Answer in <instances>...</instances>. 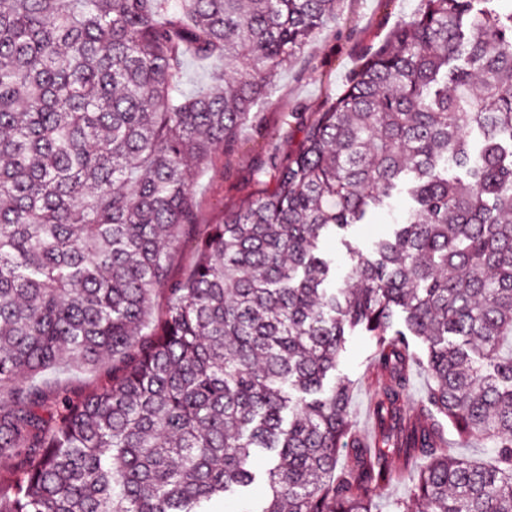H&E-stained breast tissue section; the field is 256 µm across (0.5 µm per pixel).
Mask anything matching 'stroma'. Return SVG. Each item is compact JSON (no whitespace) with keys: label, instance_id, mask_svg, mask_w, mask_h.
<instances>
[{"label":"stroma","instance_id":"1","mask_svg":"<svg viewBox=\"0 0 512 512\" xmlns=\"http://www.w3.org/2000/svg\"><path fill=\"white\" fill-rule=\"evenodd\" d=\"M416 6L417 0H343L337 21L324 26L288 67L270 73L271 92L259 107V125L244 126L233 149L220 156L194 187L198 232L244 201L261 196L268 187L265 170L298 147L299 117L322 111L340 94L365 56ZM375 351L371 336H348L336 371L353 385L350 417L366 440L372 435L370 406L382 391L381 377L372 372Z\"/></svg>","mask_w":512,"mask_h":512}]
</instances>
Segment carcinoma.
<instances>
[{"label": "carcinoma", "instance_id": "1", "mask_svg": "<svg viewBox=\"0 0 512 512\" xmlns=\"http://www.w3.org/2000/svg\"><path fill=\"white\" fill-rule=\"evenodd\" d=\"M420 0L271 165L261 198L198 238L184 279L165 245L193 192L256 122L340 0H0V512H512V9ZM224 61L195 94L187 55ZM413 205L335 288L322 236ZM164 295L159 317L153 296ZM376 339L391 384L372 446L346 337ZM422 344L414 357L411 344ZM112 366L85 392L38 379ZM431 378L406 412L413 366ZM495 448L454 455L446 426ZM252 465L261 477V482L255 487L254 491L249 492L246 496L226 500L223 505V512H246L249 509L255 508L263 497L266 490L264 480L266 479V472L270 467V460L266 455L259 454L254 457ZM409 485L407 478L397 473L389 484L376 490L374 493L378 495L382 511H387L388 505L395 499L407 498Z\"/></svg>", "mask_w": 512, "mask_h": 512}]
</instances>
